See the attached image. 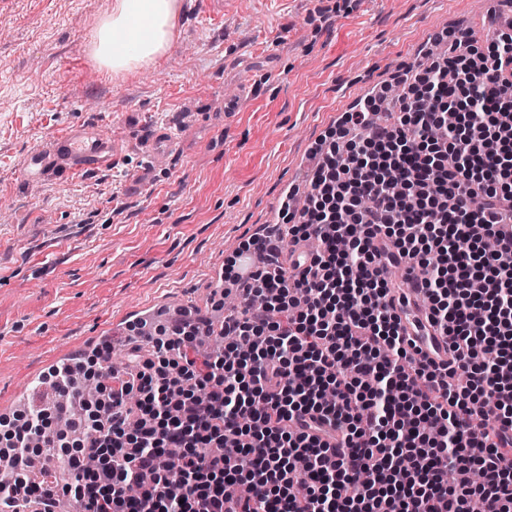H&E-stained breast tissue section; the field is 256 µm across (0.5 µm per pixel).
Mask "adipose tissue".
Instances as JSON below:
<instances>
[{
    "mask_svg": "<svg viewBox=\"0 0 512 512\" xmlns=\"http://www.w3.org/2000/svg\"><path fill=\"white\" fill-rule=\"evenodd\" d=\"M182 0H112L89 41L93 64L119 75L167 55L178 33Z\"/></svg>",
    "mask_w": 512,
    "mask_h": 512,
    "instance_id": "1",
    "label": "adipose tissue"
}]
</instances>
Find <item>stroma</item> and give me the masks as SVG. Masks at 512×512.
I'll use <instances>...</instances> for the list:
<instances>
[{
    "label": "stroma",
    "instance_id": "1",
    "mask_svg": "<svg viewBox=\"0 0 512 512\" xmlns=\"http://www.w3.org/2000/svg\"><path fill=\"white\" fill-rule=\"evenodd\" d=\"M183 2L170 53L115 78L87 51L112 0H0V409L115 320L210 311L344 112L448 32L487 35L479 0H226L220 19ZM75 124L119 138L111 166L27 181L26 155ZM159 131L171 147L154 159Z\"/></svg>",
    "mask_w": 512,
    "mask_h": 512
}]
</instances>
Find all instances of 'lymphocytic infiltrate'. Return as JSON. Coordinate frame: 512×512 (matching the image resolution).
Instances as JSON below:
<instances>
[{
    "label": "lymphocytic infiltrate",
    "instance_id": "1",
    "mask_svg": "<svg viewBox=\"0 0 512 512\" xmlns=\"http://www.w3.org/2000/svg\"><path fill=\"white\" fill-rule=\"evenodd\" d=\"M448 39L399 77L394 124L372 119L381 91L344 113L302 221L283 202L240 247L266 248L245 286L264 303L216 350L159 331L120 373L107 343L95 398L0 420V508L512 512V31ZM406 263L454 363L405 343L388 271Z\"/></svg>",
    "mask_w": 512,
    "mask_h": 512
}]
</instances>
